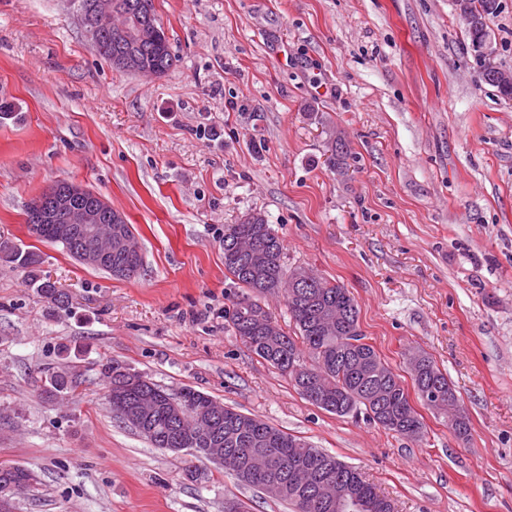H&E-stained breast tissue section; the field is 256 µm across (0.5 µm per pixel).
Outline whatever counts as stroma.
<instances>
[{
  "instance_id": "obj_1",
  "label": "stroma",
  "mask_w": 512,
  "mask_h": 512,
  "mask_svg": "<svg viewBox=\"0 0 512 512\" xmlns=\"http://www.w3.org/2000/svg\"><path fill=\"white\" fill-rule=\"evenodd\" d=\"M176 57L116 70L65 0H0V243L38 252L56 308L0 259V464L35 471L14 512H290L230 471L154 448L112 414L115 359L190 387L357 467L397 512H512V99L485 83L455 0H154ZM346 146L334 166L336 141ZM79 183L133 224L120 280L28 230L46 188ZM265 216L286 270L345 286L403 381L423 348L470 420L414 407L415 442L303 399L236 336L247 291L224 227ZM73 368L66 398L41 391ZM99 367L100 375L106 384V388L112 382V386L117 390H120L127 378V372L130 371L124 364L114 359L106 360V362L99 364Z\"/></svg>"
}]
</instances>
